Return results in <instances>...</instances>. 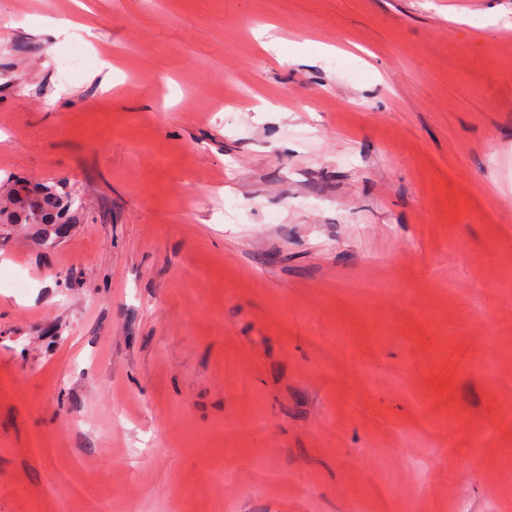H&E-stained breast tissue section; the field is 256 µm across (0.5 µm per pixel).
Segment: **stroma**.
Masks as SVG:
<instances>
[{"label":"stroma","instance_id":"35a3bbf8","mask_svg":"<svg viewBox=\"0 0 512 512\" xmlns=\"http://www.w3.org/2000/svg\"><path fill=\"white\" fill-rule=\"evenodd\" d=\"M0 16V512H512V0ZM39 185L32 187V191L36 195H41L42 198L35 201L33 204L25 206H18L16 214V224H33L30 223L32 210H37L40 214L42 223L35 225L37 235L43 240L45 245L53 246L55 240V233L50 225L52 221L57 218L63 210H71L74 204L70 205L71 194L66 192L63 187L56 184H47L49 187H54L53 193H41Z\"/></svg>","mask_w":512,"mask_h":512}]
</instances>
